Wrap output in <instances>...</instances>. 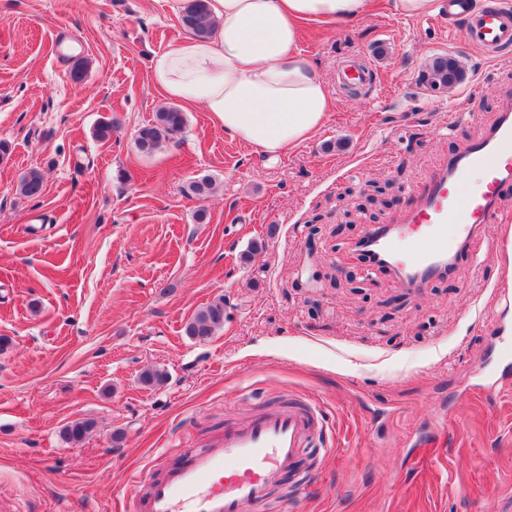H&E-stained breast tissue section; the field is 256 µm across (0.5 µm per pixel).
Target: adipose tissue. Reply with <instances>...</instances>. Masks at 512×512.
<instances>
[{"label":"adipose tissue","instance_id":"1","mask_svg":"<svg viewBox=\"0 0 512 512\" xmlns=\"http://www.w3.org/2000/svg\"><path fill=\"white\" fill-rule=\"evenodd\" d=\"M379 0H207L215 21L155 54L150 78L169 100L199 106L255 151L280 156L320 131L334 101L300 46L306 23L351 22Z\"/></svg>","mask_w":512,"mask_h":512}]
</instances>
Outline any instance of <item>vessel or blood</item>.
Listing matches in <instances>:
<instances>
[{"label": "vessel or blood", "instance_id": "b4317fda", "mask_svg": "<svg viewBox=\"0 0 512 512\" xmlns=\"http://www.w3.org/2000/svg\"><path fill=\"white\" fill-rule=\"evenodd\" d=\"M467 42L488 55L512 47V0L472 9L448 0ZM512 186V100L489 131L450 156L424 184L418 205L396 223L369 227L360 250L411 288L454 269L487 227L498 253L512 251V217L501 202ZM315 402L272 407L224 427L212 448L183 452L136 482L131 512H265L271 491L318 435Z\"/></svg>", "mask_w": 512, "mask_h": 512}]
</instances>
